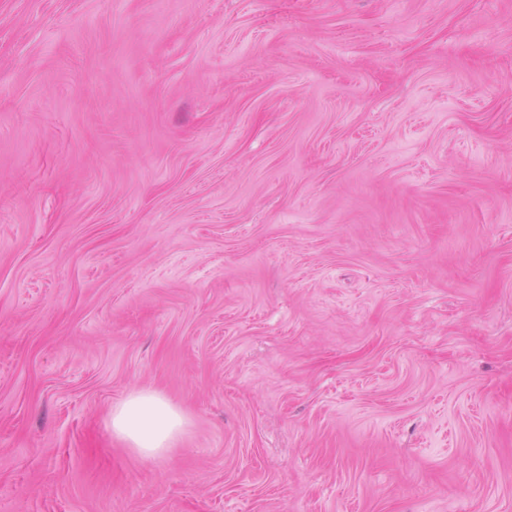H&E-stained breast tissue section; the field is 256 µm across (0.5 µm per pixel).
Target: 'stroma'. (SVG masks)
<instances>
[{
  "label": "stroma",
  "instance_id": "1",
  "mask_svg": "<svg viewBox=\"0 0 512 512\" xmlns=\"http://www.w3.org/2000/svg\"><path fill=\"white\" fill-rule=\"evenodd\" d=\"M0 512H512V0H0ZM108 427L144 459L158 460L178 441L185 418L159 393L135 390L112 408Z\"/></svg>",
  "mask_w": 512,
  "mask_h": 512
}]
</instances>
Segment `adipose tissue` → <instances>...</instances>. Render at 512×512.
Wrapping results in <instances>:
<instances>
[{"label": "adipose tissue", "instance_id": "1", "mask_svg": "<svg viewBox=\"0 0 512 512\" xmlns=\"http://www.w3.org/2000/svg\"><path fill=\"white\" fill-rule=\"evenodd\" d=\"M185 427L182 413L159 393L132 391L115 405L109 421L113 435L147 460L163 458Z\"/></svg>", "mask_w": 512, "mask_h": 512}]
</instances>
